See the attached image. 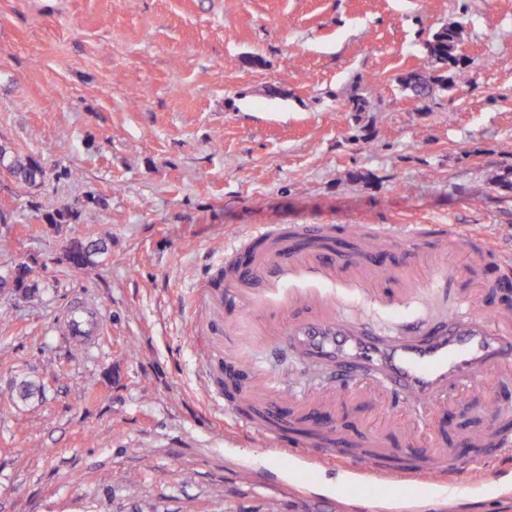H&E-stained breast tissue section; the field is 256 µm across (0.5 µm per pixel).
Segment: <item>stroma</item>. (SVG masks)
<instances>
[{
    "mask_svg": "<svg viewBox=\"0 0 512 512\" xmlns=\"http://www.w3.org/2000/svg\"><path fill=\"white\" fill-rule=\"evenodd\" d=\"M455 22L470 82L403 96ZM0 143L48 170H0V274L40 285L0 288V512H512V459L498 487H364L234 428L192 306L266 224H477L512 254V0H0ZM91 231L107 252L72 268ZM336 297L380 337L448 313L443 288ZM77 299L105 325L84 346ZM64 322L68 335L79 345L87 344L101 329L97 312L84 306L70 307L65 312Z\"/></svg>",
    "mask_w": 512,
    "mask_h": 512,
    "instance_id": "stroma-1",
    "label": "stroma"
}]
</instances>
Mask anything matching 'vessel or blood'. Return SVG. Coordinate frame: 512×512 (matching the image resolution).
<instances>
[{
  "mask_svg": "<svg viewBox=\"0 0 512 512\" xmlns=\"http://www.w3.org/2000/svg\"><path fill=\"white\" fill-rule=\"evenodd\" d=\"M431 230L441 238L459 241L469 253L463 264L424 279L383 275L377 268L381 255L364 261L361 255L337 249L334 227L330 224H299L295 242L282 240L276 227L266 226L240 235L234 249L268 243L269 249L250 264L230 271L223 289L194 295V304L210 314L209 326L217 334L230 338L243 335L246 328L262 330L270 343L288 342L294 349L307 352L330 366L332 380L322 391L294 398L295 409L310 408L309 418L321 432L334 434L336 423L323 407L335 397H345L362 385L365 372H372L391 393L382 405L385 413L399 412L427 419L448 399H463L481 393L485 372L503 362L512 361V329H504L500 311L477 305L469 288L475 263L491 260L499 269L496 288L512 289V256L500 253L482 234L455 232L451 225L380 224L376 227L377 246L391 245L398 237H416ZM446 280L455 287L446 321L438 324L410 325L391 341L370 337L350 324L339 312L336 291L358 289L375 304L396 305L414 291L434 287ZM66 331L73 342L87 344L101 328L95 310L70 307L65 315ZM225 361L247 366L256 384L248 396L281 390L280 378L265 373L242 351L225 350ZM497 449L512 452V429L500 427L486 433L461 436L458 445L425 454L408 450L404 466L380 467L376 457H349L345 449L307 441L298 455L310 462L344 461L356 475L382 482L411 483L427 476L451 483L468 469L459 447Z\"/></svg>",
  "mask_w": 512,
  "mask_h": 512,
  "instance_id": "obj_1",
  "label": "vessel or blood"
}]
</instances>
